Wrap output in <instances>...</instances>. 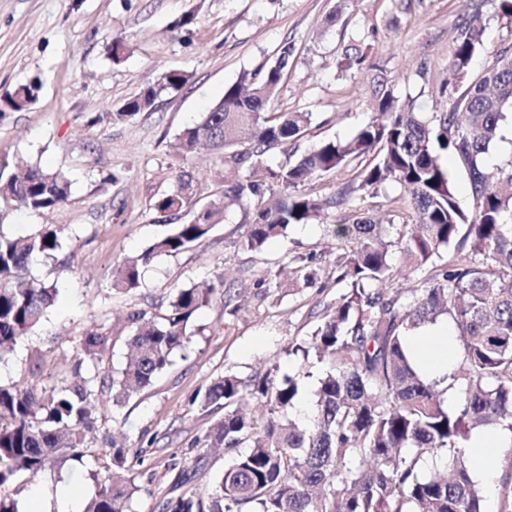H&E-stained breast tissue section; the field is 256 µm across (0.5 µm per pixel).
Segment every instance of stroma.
<instances>
[{
    "label": "stroma",
    "instance_id": "stroma-1",
    "mask_svg": "<svg viewBox=\"0 0 512 512\" xmlns=\"http://www.w3.org/2000/svg\"><path fill=\"white\" fill-rule=\"evenodd\" d=\"M498 11L499 0H350L345 6L338 0H0V95L31 82L39 87L29 108L0 116V172L36 164L71 180L68 201L52 210L31 211L0 198V233L25 236L52 225L62 242L55 258L33 266L57 284V299L46 319L0 358V385L34 379L54 388L69 376L80 338L94 330L111 333L113 341L100 370L119 368L127 352L128 311L159 316L174 288L225 281L238 292L232 308L218 298L203 308L187 348L151 388L120 407L101 397L99 419L87 436L96 458H105L116 442L137 453L133 470L142 490L135 512H162L181 474L189 488L207 494L231 454L203 447L224 410L201 409L194 396L218 376L246 380L276 366L295 375L302 395L314 401L318 367H305L288 350L314 330L321 305L333 302L336 291L302 287L291 259L315 255L322 279L334 277L336 238L331 224H295L287 240L258 252L241 250V215L234 212L201 245L157 257L140 288L113 290L117 266L171 232L172 223L153 204L181 172L191 174L199 203L224 188L223 154L205 149L183 159L177 134L242 72L273 64L286 44L293 55L276 109L314 116L295 144L297 154L327 139L351 138L371 116L370 71L338 67L352 40L387 71L401 98L431 111L464 18L479 14L484 45L461 85L512 44V30ZM186 14L194 23L179 26ZM116 38L126 47L117 64L106 50ZM424 64L435 75L432 83L417 75ZM169 70L189 74L180 91L162 95L152 110L132 119L112 120L125 100ZM277 269L279 287L257 292L254 281ZM35 354L42 369L34 376L29 364ZM38 487L53 495L71 491L83 505L97 491L89 467L53 462L18 478L8 492L22 510Z\"/></svg>",
    "mask_w": 512,
    "mask_h": 512
}]
</instances>
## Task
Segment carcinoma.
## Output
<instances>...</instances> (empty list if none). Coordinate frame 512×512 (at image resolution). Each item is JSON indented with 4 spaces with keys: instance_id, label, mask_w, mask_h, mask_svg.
I'll return each mask as SVG.
<instances>
[{
    "instance_id": "cac0c4a2",
    "label": "carcinoma",
    "mask_w": 512,
    "mask_h": 512,
    "mask_svg": "<svg viewBox=\"0 0 512 512\" xmlns=\"http://www.w3.org/2000/svg\"><path fill=\"white\" fill-rule=\"evenodd\" d=\"M482 35L471 21L458 25L448 78L429 116L415 101L395 96L385 71L369 63L358 45H345L342 71H376L372 116L350 139L325 140L295 161L268 163L270 151L288 153L311 125L309 112L272 111L293 54L288 45L274 64L242 73L180 132L186 157L202 146L224 150V190L199 207L187 174L179 175L176 188L154 209L190 219L125 259L112 289L141 287L155 258L201 244L235 210L243 227L239 246L257 251L286 238L293 224L324 223L334 209L345 213L334 229V284L342 292L293 349L321 370L311 423L287 417L300 398L299 383L276 367L248 380L234 374L214 379L200 404L207 409L224 402V417L210 427L205 445L231 449L233 456L207 497L186 491L167 499L163 512H483L467 448L484 429L512 438V224L504 221L512 208V157L492 169L484 166L512 111V46L497 52L476 81L461 90L450 86L470 69ZM188 81L183 72H164L112 119L147 112L158 97ZM36 92L21 85L0 96V109L24 110ZM444 155L468 181V212L441 163ZM340 171L350 178L335 194L314 191L316 182ZM388 182L399 185L395 203L413 211L412 222L379 224L347 215ZM70 191L62 171L29 165L7 178L0 173V198L31 210L54 209ZM60 248L52 227L27 236L0 234L1 355L54 303L56 285L32 274L30 265L40 256L55 257ZM314 260L300 265L305 288L318 281ZM411 273L418 282L407 287L403 280ZM219 291L222 281L179 287L161 317L129 312L128 353L112 373L98 369L112 350V334L91 332L80 340V357L61 386L0 385V512H14L7 486L44 470L50 456L85 464L99 395L112 393V405L119 406L152 387L190 342L198 312ZM442 316L454 324L450 341L459 364L430 378L418 370L406 341L411 331ZM445 393L450 406L441 398ZM127 461L126 450L113 446L112 471L101 476L86 512H134L141 485Z\"/></svg>"
}]
</instances>
